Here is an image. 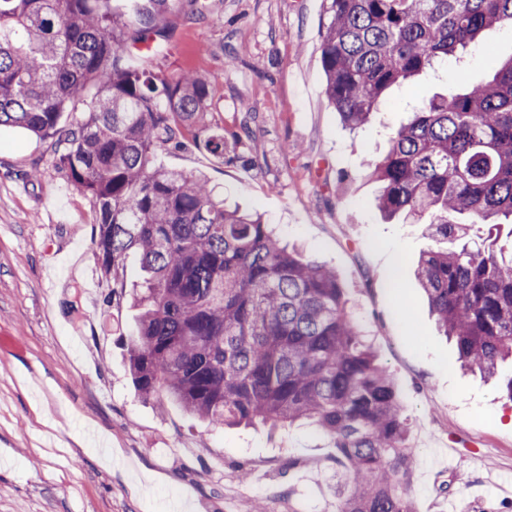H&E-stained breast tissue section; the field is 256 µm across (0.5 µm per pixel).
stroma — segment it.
Here are the masks:
<instances>
[{
    "label": "stroma",
    "instance_id": "stroma-1",
    "mask_svg": "<svg viewBox=\"0 0 512 512\" xmlns=\"http://www.w3.org/2000/svg\"><path fill=\"white\" fill-rule=\"evenodd\" d=\"M199 7L175 0L150 69L211 77L206 122L234 158L189 140L159 149L158 164L205 174L335 270L402 398L417 512H512V364L492 380L461 369L415 276L433 242L425 225L377 209L367 166L423 100L511 60L512 25L391 88L353 132L325 95L323 0ZM97 221L53 140L0 128V512H287L300 501L336 512V450L313 427H214L138 394L126 351L137 312L98 272Z\"/></svg>",
    "mask_w": 512,
    "mask_h": 512
}]
</instances>
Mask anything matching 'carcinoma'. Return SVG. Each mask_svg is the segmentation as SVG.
<instances>
[{
    "label": "carcinoma",
    "instance_id": "carcinoma-1",
    "mask_svg": "<svg viewBox=\"0 0 512 512\" xmlns=\"http://www.w3.org/2000/svg\"><path fill=\"white\" fill-rule=\"evenodd\" d=\"M172 0H0V127L55 140L58 164L98 213L112 296L135 251L144 273L127 343L139 395L218 425L306 420L336 448V512H415L402 399L360 335L336 273L282 246L257 213L208 179L154 163L194 142L224 156L206 123L210 79L169 80L126 62L160 46ZM322 67L345 126L367 124L389 89L512 24V0H326ZM81 102L82 116L60 127ZM371 163L378 209L425 224L439 246L417 276L461 366L485 377L512 358V58L491 80L428 98Z\"/></svg>",
    "mask_w": 512,
    "mask_h": 512
}]
</instances>
